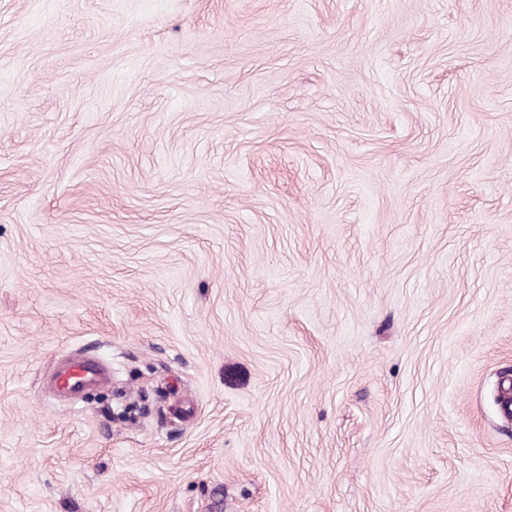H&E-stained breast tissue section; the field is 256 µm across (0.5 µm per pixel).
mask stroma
Segmentation results:
<instances>
[{"mask_svg": "<svg viewBox=\"0 0 512 512\" xmlns=\"http://www.w3.org/2000/svg\"><path fill=\"white\" fill-rule=\"evenodd\" d=\"M501 390L512 0H0V512H512ZM104 377L101 364L93 359H71L56 373L57 385L63 390L80 391L86 386L100 382Z\"/></svg>", "mask_w": 512, "mask_h": 512, "instance_id": "obj_1", "label": "stroma"}]
</instances>
